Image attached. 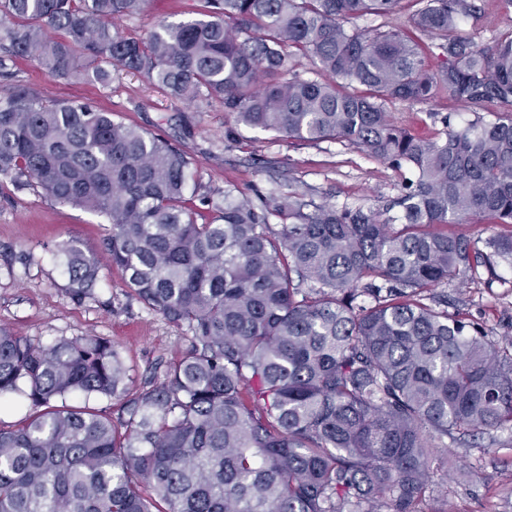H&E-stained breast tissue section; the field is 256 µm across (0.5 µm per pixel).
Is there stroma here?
Listing matches in <instances>:
<instances>
[{"instance_id": "35a3bbf8", "label": "stroma", "mask_w": 512, "mask_h": 512, "mask_svg": "<svg viewBox=\"0 0 512 512\" xmlns=\"http://www.w3.org/2000/svg\"><path fill=\"white\" fill-rule=\"evenodd\" d=\"M199 0H151L141 14L124 18L126 36L142 39L160 19L190 18ZM21 87L43 99L88 101L164 137L190 156L202 183L213 192L239 189L252 197L298 194L300 200L336 207H363L382 216L400 212L395 201L409 176L345 143H291L238 127L235 144L224 138L220 102L195 105L170 97L143 74L123 71L107 83L55 80L29 59H6L0 68V97ZM395 122L430 138L443 132V117L461 123L472 112L441 96L418 103L388 104ZM104 217L45 198L39 190L0 183V327L33 345L98 336L119 345L136 382L162 381L167 365L190 345L186 329L149 311L125 284L122 273L103 267L96 300L77 305L65 292L64 270L55 245L75 240L96 247ZM449 299H462L466 321L489 337H512V265L501 263L492 285L441 287ZM433 496L421 512H512V429L487 431L467 448L439 449L430 464Z\"/></svg>"}]
</instances>
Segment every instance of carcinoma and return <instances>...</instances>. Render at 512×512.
Here are the masks:
<instances>
[{
  "label": "carcinoma",
  "mask_w": 512,
  "mask_h": 512,
  "mask_svg": "<svg viewBox=\"0 0 512 512\" xmlns=\"http://www.w3.org/2000/svg\"><path fill=\"white\" fill-rule=\"evenodd\" d=\"M200 2L138 41L116 20L147 0H0V47L53 78L132 70L237 126L353 145L411 172L401 214L216 197L185 153L89 102L1 97L0 179L107 218L99 250L55 248L70 300L97 299L103 258L191 346L135 387L108 340L36 348L0 328V399L31 407L0 425V512H420L437 449L512 428V339L426 295L512 264V233L481 248L444 230L512 226V30L490 50L463 33L484 0H420L387 30L345 22L401 0ZM441 95L474 119L423 138L386 109Z\"/></svg>",
  "instance_id": "cac0c4a2"
}]
</instances>
